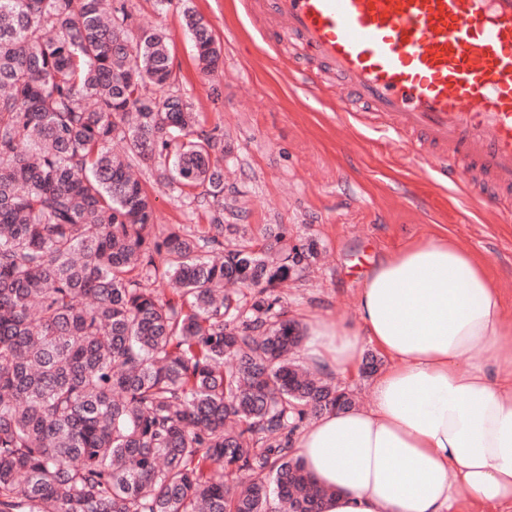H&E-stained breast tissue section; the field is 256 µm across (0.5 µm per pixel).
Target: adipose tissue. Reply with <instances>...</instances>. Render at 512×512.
I'll list each match as a JSON object with an SVG mask.
<instances>
[{
  "label": "adipose tissue",
  "mask_w": 512,
  "mask_h": 512,
  "mask_svg": "<svg viewBox=\"0 0 512 512\" xmlns=\"http://www.w3.org/2000/svg\"><path fill=\"white\" fill-rule=\"evenodd\" d=\"M356 323L303 321V362L347 378L366 347L385 367L372 403L323 411L294 452L330 490L324 512L512 508V337L486 262L447 236L381 256L357 294ZM481 363L468 362L473 351Z\"/></svg>",
  "instance_id": "1"
}]
</instances>
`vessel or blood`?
Here are the masks:
<instances>
[{"mask_svg": "<svg viewBox=\"0 0 512 512\" xmlns=\"http://www.w3.org/2000/svg\"><path fill=\"white\" fill-rule=\"evenodd\" d=\"M337 111L512 215V0H246Z\"/></svg>", "mask_w": 512, "mask_h": 512, "instance_id": "1", "label": "vessel or blood"}]
</instances>
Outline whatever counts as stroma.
<instances>
[{
    "mask_svg": "<svg viewBox=\"0 0 512 512\" xmlns=\"http://www.w3.org/2000/svg\"><path fill=\"white\" fill-rule=\"evenodd\" d=\"M134 29L161 28L176 89L206 130L224 138V221L255 237L284 229L289 244L317 257L282 283L288 315L357 319L356 297L373 259L414 240L448 235L484 257L512 317V221L489 201L462 197L395 151L385 139L335 112L329 90L300 84L288 43L247 14L245 0H125ZM203 16L223 63L202 75L183 11ZM135 173L152 192L161 224H206L208 210L163 187L153 166Z\"/></svg>",
    "mask_w": 512,
    "mask_h": 512,
    "instance_id": "35a3bbf8",
    "label": "stroma"
}]
</instances>
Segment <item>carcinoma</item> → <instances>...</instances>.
<instances>
[{
	"mask_svg": "<svg viewBox=\"0 0 512 512\" xmlns=\"http://www.w3.org/2000/svg\"><path fill=\"white\" fill-rule=\"evenodd\" d=\"M130 20L0 0V512H321L293 437L353 398L290 358L274 294L314 247L224 224V142ZM140 162L211 222L156 223Z\"/></svg>",
	"mask_w": 512,
	"mask_h": 512,
	"instance_id": "carcinoma-1",
	"label": "carcinoma"
}]
</instances>
